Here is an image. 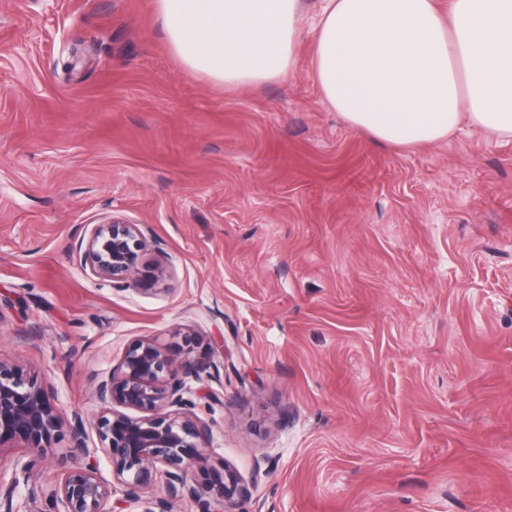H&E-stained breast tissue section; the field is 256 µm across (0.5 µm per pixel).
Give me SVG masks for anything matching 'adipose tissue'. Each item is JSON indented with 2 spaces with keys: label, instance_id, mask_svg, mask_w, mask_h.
<instances>
[{
  "label": "adipose tissue",
  "instance_id": "obj_1",
  "mask_svg": "<svg viewBox=\"0 0 512 512\" xmlns=\"http://www.w3.org/2000/svg\"><path fill=\"white\" fill-rule=\"evenodd\" d=\"M190 69L225 86L294 73L301 0H156ZM313 73L351 125L397 146L461 124L512 137V0H322Z\"/></svg>",
  "mask_w": 512,
  "mask_h": 512
}]
</instances>
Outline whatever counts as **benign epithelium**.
<instances>
[{"instance_id": "7a95c632", "label": "benign epithelium", "mask_w": 512, "mask_h": 512, "mask_svg": "<svg viewBox=\"0 0 512 512\" xmlns=\"http://www.w3.org/2000/svg\"><path fill=\"white\" fill-rule=\"evenodd\" d=\"M83 268L114 287H139L152 291L165 279V269L147 256L151 240L141 224L114 217L95 224L81 240ZM176 353L153 338L132 341L106 376L93 379L99 406L95 420L79 414L68 418L54 402L53 386L26 367L0 359V449L21 441L30 452L15 463L11 479H0V512H37L35 496L15 502L20 484L28 483L36 459L51 440L68 431L73 447L85 456L102 455L111 466L112 480L103 479L94 460L61 474L46 495L51 512H110L107 504L116 490L128 512H172V503L185 497L200 504V512H239L248 493L231 468L220 483L199 490L191 469L207 462L212 423L191 411L189 382L201 380L206 371L196 349L202 337L192 328L181 333ZM98 445L88 447L87 430ZM162 481L166 497L148 506L143 491ZM217 504L218 509L211 508Z\"/></svg>"}]
</instances>
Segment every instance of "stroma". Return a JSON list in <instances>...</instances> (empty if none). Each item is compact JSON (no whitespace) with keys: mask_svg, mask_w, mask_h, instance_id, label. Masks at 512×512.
<instances>
[{"mask_svg":"<svg viewBox=\"0 0 512 512\" xmlns=\"http://www.w3.org/2000/svg\"><path fill=\"white\" fill-rule=\"evenodd\" d=\"M227 87L188 68L155 0H0V357L63 411L126 346L192 327L219 374L205 487L240 512H512V138L394 147L312 76ZM146 225L159 290L77 245ZM82 457L68 433L20 498Z\"/></svg>","mask_w":512,"mask_h":512,"instance_id":"stroma-1","label":"stroma"}]
</instances>
